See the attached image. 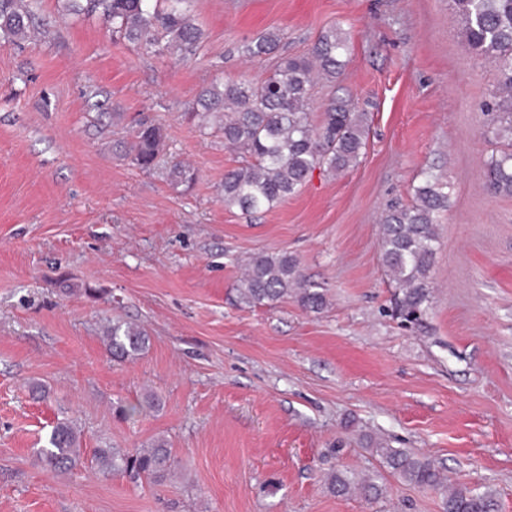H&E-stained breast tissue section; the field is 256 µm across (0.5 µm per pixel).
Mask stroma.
<instances>
[{
	"mask_svg": "<svg viewBox=\"0 0 512 512\" xmlns=\"http://www.w3.org/2000/svg\"><path fill=\"white\" fill-rule=\"evenodd\" d=\"M31 7L29 37L0 39V512H444L379 446L426 456L512 512V197L481 186L494 146L478 104L497 77L462 41L452 0H190L204 36L186 58L67 0ZM335 26L351 37L347 64L312 112L335 94L368 113L359 163L314 171L265 212L225 207L224 174L245 157L192 114L196 93L264 79ZM268 31L273 58L247 60L243 41ZM143 117L166 132L150 172L121 148ZM175 163L195 170L191 187L171 185ZM430 174L448 210L430 309L407 328L380 220ZM283 251L323 311L239 302L248 260ZM117 317L150 333L135 361L113 362L101 341ZM35 381L48 398H32ZM62 417L89 448L166 438L176 470L159 485L53 474L37 450ZM336 468L382 495L332 494Z\"/></svg>",
	"mask_w": 512,
	"mask_h": 512,
	"instance_id": "obj_1",
	"label": "stroma"
}]
</instances>
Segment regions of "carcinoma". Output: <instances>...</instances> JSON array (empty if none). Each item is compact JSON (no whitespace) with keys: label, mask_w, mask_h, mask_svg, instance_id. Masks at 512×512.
Returning a JSON list of instances; mask_svg holds the SVG:
<instances>
[{"label":"carcinoma","mask_w":512,"mask_h":512,"mask_svg":"<svg viewBox=\"0 0 512 512\" xmlns=\"http://www.w3.org/2000/svg\"><path fill=\"white\" fill-rule=\"evenodd\" d=\"M185 0H68V10L100 11L112 32L127 41L156 47L166 41L187 57L196 53L202 31L182 7ZM461 35L469 49L491 63L497 74L492 101L480 111L494 115L486 133L499 144L483 172V186L494 195H512V0H453ZM31 18L28 0H0V35L17 42L27 36ZM281 37L265 32L242 45L250 60H262L278 47ZM349 38L339 28L325 32L308 56L280 60L274 73L261 82L226 80L202 88L193 111L213 118L224 142L239 148L251 161L226 173L222 187L224 206L246 213L266 211L296 194L319 169L340 174L356 165L366 148L369 123L364 112L349 101L333 98L323 106L321 120L310 112L312 89L319 79L331 80L344 67ZM161 123L143 118L130 130L128 154L140 170L157 164L165 143ZM171 181L188 187L195 172L180 164L170 169ZM446 185L427 178L413 192L409 205H394L381 218L379 246L382 263L397 288L395 309L399 317L414 322L427 313L431 299L436 224L448 208ZM246 305L294 299L311 312L326 305L325 295L306 280L297 260L288 252L259 253L250 263L238 288ZM112 360H134L150 347V336L140 325L115 319L103 331ZM383 464L402 482L429 491H446L445 512H498L489 492L466 487L448 488L435 464L416 453L377 448ZM47 468L66 474L76 466L102 475L124 473L133 480L154 484L165 481L174 458L167 439L155 438L148 447L129 453L111 446L83 448V435L71 419L57 420L48 446L39 450ZM328 488L338 496L359 492L375 498L381 488L372 479L358 480L345 470L328 478Z\"/></svg>","instance_id":"obj_1"}]
</instances>
